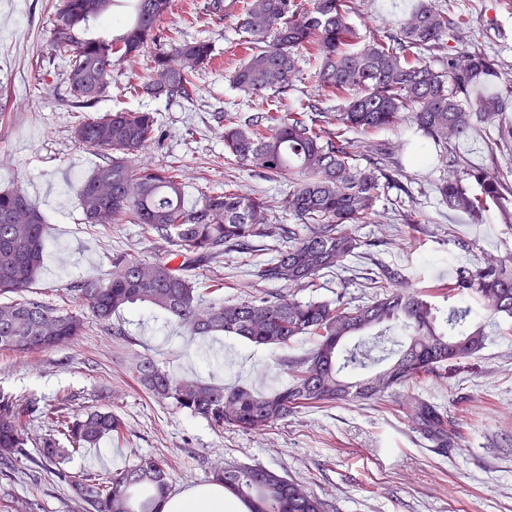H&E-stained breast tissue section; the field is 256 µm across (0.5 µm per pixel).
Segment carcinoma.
I'll use <instances>...</instances> for the list:
<instances>
[{"label": "carcinoma", "instance_id": "cac0c4a2", "mask_svg": "<svg viewBox=\"0 0 512 512\" xmlns=\"http://www.w3.org/2000/svg\"><path fill=\"white\" fill-rule=\"evenodd\" d=\"M355 0H214V9L236 19L244 34L245 58L232 75L244 94L271 91L279 98L294 90L300 51L318 66L322 90L346 96L342 111L324 107L329 98H309L288 112L224 111V150L242 167L288 183L274 224L259 197L230 187L184 200L179 168H136L131 156L155 141L152 112L114 110L85 115L74 128L79 145L103 161L82 182L80 205L87 224H142L172 246L162 259L125 253L112 256L111 270L89 275L59 294L86 308L103 330L125 335L112 323L117 313L139 305L162 313L191 336L240 337L257 345L287 348L307 336L312 348L290 358L289 383L270 396L247 387L224 388L160 368L149 358L135 369L151 395L171 400L215 428L243 432L273 428L299 408L336 401L390 397L412 416L416 429L440 448L448 446V419L435 405L410 393L412 384L438 374L451 361L469 358L485 345L484 322L466 297L476 299L489 320L512 331V260L488 258L461 266L448 284L441 307L417 289L406 270L383 267L382 293L362 304L301 302L261 292L235 301L213 295L224 281L209 284L190 271L227 252L252 253L256 242H273L270 256L248 269L252 283L281 282L306 288L343 266L361 241L355 224L375 215L381 185L395 186L406 166L442 172L436 190L453 213L478 216L493 204L512 223V187L486 169H473L458 155L456 142L482 125H492L512 103V80L495 81L496 63L476 50L448 53L440 68L429 59L447 49L462 19L430 0H417L409 15L388 31L362 37L350 23ZM114 0H58L54 50L68 56L72 97L91 107L105 96L112 66L137 58L163 38L160 24L172 0H128L112 17ZM100 26L88 34L91 24ZM214 57L210 40H181L172 53L158 52L150 67L160 81L144 80L139 92L154 99H193L197 77ZM425 143L409 153L368 136L400 123ZM44 218L21 189L0 192V352L37 353L79 336L84 314L30 296L46 249ZM395 327L405 340L380 371L359 379L344 374L363 366L354 337L379 339ZM39 414L50 435L37 457H28L27 418ZM122 421L110 411L74 413L67 401L39 406L32 399L0 393V474L29 458V476L52 470L71 490L77 512H159L169 495L172 472L161 456H143L106 477L75 476L63 464L101 438L120 434ZM66 440L70 447L61 446ZM211 481L246 504L250 512H336L325 500L260 464L215 466Z\"/></svg>", "mask_w": 512, "mask_h": 512}]
</instances>
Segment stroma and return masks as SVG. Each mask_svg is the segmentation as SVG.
Returning a JSON list of instances; mask_svg holds the SVG:
<instances>
[{"mask_svg":"<svg viewBox=\"0 0 512 512\" xmlns=\"http://www.w3.org/2000/svg\"><path fill=\"white\" fill-rule=\"evenodd\" d=\"M212 0H173L166 26L184 39H210L216 56L198 79L193 100L137 95L148 55L112 69L109 94L96 111L125 108L155 113L162 134L139 151L134 166H181L188 202L202 192L234 183L243 192L276 202L287 186L253 176L224 150V110L254 113L255 105L234 89L229 76L241 59V32L234 18L213 11ZM351 17L359 33L382 29L406 17L413 0H358ZM468 24L456 48H475L493 58L502 76L512 78V0H452ZM54 0H0V191L22 189L43 214L47 254L33 294L52 302L58 289L88 274H103L114 253L164 257L168 246L139 224L108 228L82 220L79 190L101 158L74 139L79 112L69 93L67 63L55 55ZM496 126H485L457 141L456 150L476 167H492L512 184V155L491 159ZM439 171L426 170L409 193L381 191L378 221L354 232L367 247L344 269L321 277L315 287L291 289L264 284L267 293L305 301L354 303L377 293L364 272L372 260L406 268L419 289L439 301L437 286L452 281L457 267L486 257H512V230L497 211L482 223L448 212L435 185ZM413 214L414 223L403 220ZM254 257L236 252L201 267L196 278L224 281L225 299L250 285L246 274ZM126 335L106 334L93 317L70 343L37 353L0 354V393L34 398L43 404L72 398L80 407L109 408L125 423L122 436L105 438L74 455L70 473L108 474L146 455L168 458L172 490L209 481L221 463L260 464L286 474L338 512H512V334L505 325L486 324L488 341L470 359L449 364L438 376L417 384V396L438 405L458 431L448 448L423 438L399 404L391 400L347 401L301 408L272 431L258 435L217 429L171 402L149 397L136 383L142 358L178 374L224 385H246L271 392L288 382L285 355L301 356L312 341L302 337L289 349L257 346L241 338L190 337L181 327L142 309L118 318ZM28 461L14 474L0 476V512H71L69 487L52 473L39 482L27 477Z\"/></svg>","mask_w":512,"mask_h":512,"instance_id":"35a3bbf8","label":"stroma"}]
</instances>
